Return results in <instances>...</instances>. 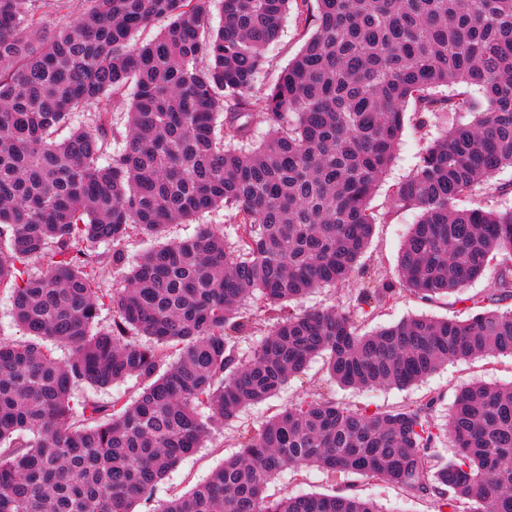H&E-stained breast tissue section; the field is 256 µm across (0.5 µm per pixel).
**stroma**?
I'll list each match as a JSON object with an SVG mask.
<instances>
[{"label": "stroma", "mask_w": 512, "mask_h": 512, "mask_svg": "<svg viewBox=\"0 0 512 512\" xmlns=\"http://www.w3.org/2000/svg\"><path fill=\"white\" fill-rule=\"evenodd\" d=\"M303 38L293 20H286L278 41L266 51L267 66L264 81H277L284 68L297 55ZM439 133L434 124L417 127L414 116H407L394 160L377 185L371 205L379 216L368 248L361 260L365 276H354L344 286L317 290L302 302L306 309L350 307L354 304L360 288L368 281L391 278L396 266L398 252L410 226L418 218L417 211L396 207L392 201V190L399 181L414 169L420 152ZM499 270L491 264L482 276L469 283L460 294L425 301L409 293H401L396 299L375 309H364L358 320L361 331L371 332L391 325L401 319L427 315L463 320L469 315L463 304L467 297L488 296ZM475 380L488 383L512 382V357L496 355L469 361H451L422 382L400 389L377 387L372 389H343L330 383L323 359L313 360L304 373L291 378L281 391L269 400L246 407L238 418L230 423L213 425L211 435L204 448L184 460L172 474L158 486L157 499L165 500L173 495L188 492L196 484L206 480L226 457L238 451V436L241 432L260 428L266 420L286 404L311 394L330 395L342 405L356 409L396 410L437 394L441 397L435 418L445 422L459 391ZM347 491L376 502L382 512H433L430 498L414 495L403 488L358 475L332 477L315 467L298 472H284L267 486V494L273 498L295 496L302 493L331 494Z\"/></svg>", "instance_id": "stroma-1"}]
</instances>
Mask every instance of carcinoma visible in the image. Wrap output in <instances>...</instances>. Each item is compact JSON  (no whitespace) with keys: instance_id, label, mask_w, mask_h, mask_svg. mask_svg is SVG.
<instances>
[{"instance_id":"1","label":"carcinoma","mask_w":512,"mask_h":512,"mask_svg":"<svg viewBox=\"0 0 512 512\" xmlns=\"http://www.w3.org/2000/svg\"><path fill=\"white\" fill-rule=\"evenodd\" d=\"M35 2L0 0V287L27 335L0 339V512H139L214 421L274 396L318 356L336 385L357 389L512 356V309L500 308L512 300V210L459 207L477 189L507 190L495 177L512 168V0H84L52 33ZM289 13L307 38L264 87L265 50ZM448 86L462 90L438 93ZM120 101L128 123L116 132ZM410 104L420 126L472 120L443 131L393 188L420 218L395 278L361 289L356 306L445 298L498 257L500 268L466 320L421 315L362 334L355 311L300 303L364 273L371 197ZM90 108L91 125L71 126ZM261 124L269 133L254 143ZM217 209L233 231L163 240ZM133 236L150 245L129 265ZM105 270L121 288H95ZM248 300L276 322L242 361ZM105 307L112 324L100 327ZM127 380L134 397L75 399ZM436 405L291 403L152 512H380L339 492L266 496L279 473L307 466L398 485L434 512H512V385L464 387L443 425ZM446 437L454 457L430 463Z\"/></svg>"}]
</instances>
